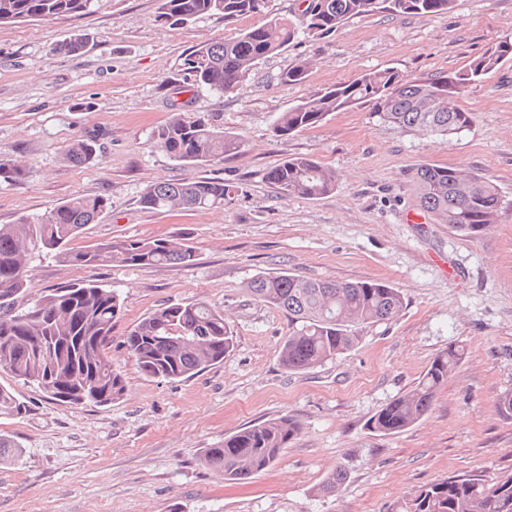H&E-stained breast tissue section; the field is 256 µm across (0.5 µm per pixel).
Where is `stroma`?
Listing matches in <instances>:
<instances>
[{
  "label": "stroma",
  "mask_w": 512,
  "mask_h": 512,
  "mask_svg": "<svg viewBox=\"0 0 512 512\" xmlns=\"http://www.w3.org/2000/svg\"><path fill=\"white\" fill-rule=\"evenodd\" d=\"M160 4L94 0L79 16L0 24V149L28 167L23 179L0 177V224L41 217L77 195L103 196L110 209L71 248L187 232L197 253L191 266L34 262L35 291L92 280L120 294L110 354L127 388L106 406L60 404L0 371V384L30 406L27 416H0V432L25 451L18 463L0 464V512H387L454 474L512 475V415L497 408L512 390V59L466 88L461 105L471 123L445 140L391 129L367 106L329 113L287 137L274 132L280 113L365 71L395 67L422 80L463 68L512 38V0L352 19L260 60L224 96L179 92L184 57L267 14L297 15V0L180 27L160 20ZM76 32L90 35L87 50L59 52ZM301 62L305 80L283 82ZM175 98L237 134L239 152L199 166L170 158L153 134ZM89 134L98 137L97 161H67L68 147ZM297 156L335 171V191L280 198L264 174ZM419 163L471 169L496 184L504 199L496 224L471 237L426 216L411 222L417 203L403 173ZM184 178H221L235 191L217 210L140 207L148 184ZM259 274L381 281L402 293L405 308L359 328L357 344L340 357L293 372L279 359L287 313L248 290ZM188 301L223 312L233 350L183 381L144 376L125 336L165 304ZM451 345L465 354L428 414L397 434L368 429V419L415 388ZM285 416L299 431L264 471L232 483L203 464L204 449L225 435ZM339 468L340 490L322 494Z\"/></svg>",
  "instance_id": "1"
}]
</instances>
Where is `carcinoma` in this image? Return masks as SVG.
Returning a JSON list of instances; mask_svg holds the SVG:
<instances>
[{
    "label": "carcinoma",
    "instance_id": "cac0c4a2",
    "mask_svg": "<svg viewBox=\"0 0 512 512\" xmlns=\"http://www.w3.org/2000/svg\"><path fill=\"white\" fill-rule=\"evenodd\" d=\"M92 0H0V23L46 20L86 13ZM455 0H299L297 19L273 16L238 36L189 53L181 72L192 88L232 94L265 57L287 48L302 35L332 32L351 19L386 11L395 16L446 14ZM267 0H161L159 19L171 26L204 16L235 21L261 12ZM89 45L86 33H74L59 50L72 55ZM512 57V41L473 58L461 71L424 80L411 79L393 67L370 70L348 83L317 92L279 114L275 132L288 136L322 122L330 112L372 104L379 120L393 128L412 129L446 139L470 123L459 105L464 88ZM169 122L154 139L174 160L184 164L220 162L236 153L242 140L216 126L203 112L185 111L171 101ZM98 138L88 135L72 144L66 159L93 162ZM26 165L0 151V175L21 179ZM281 197L318 198L336 190V174L308 157H293L265 175ZM404 179L421 210L438 224L472 236L496 223L503 199L498 187L483 176L460 168L416 164ZM233 186L222 179L159 182L146 186L142 207L157 212L224 207ZM111 208L103 196H77L37 218L0 225V304L15 301L32 288L30 265L36 254L52 249L68 267H97L113 262L130 265L190 266L196 250L187 234L179 238L134 239L112 245L73 249L68 243ZM250 292L261 302L288 313L291 330L284 340L281 364L304 371L353 348L358 327L388 321L404 308L401 292L381 282H337L294 275H259ZM117 291L92 281L71 282L46 291L26 309L0 311V370L37 386L46 398L67 404L109 405L121 398L126 383L112 368L107 346L112 324L121 312ZM140 371L150 378L186 379L224 361L234 345L224 313L202 302L173 303L137 323L123 341ZM464 347L451 345L431 363L410 392L397 397L368 420L382 435L404 431L430 411L437 389L460 362ZM29 406L0 385V416H22ZM299 426L291 418L253 424L207 448L203 463L224 472L226 481H242L272 466ZM23 456L14 439L0 432V463ZM391 512H512V475L489 483L480 474L448 476L422 486Z\"/></svg>",
    "mask_w": 512,
    "mask_h": 512
}]
</instances>
